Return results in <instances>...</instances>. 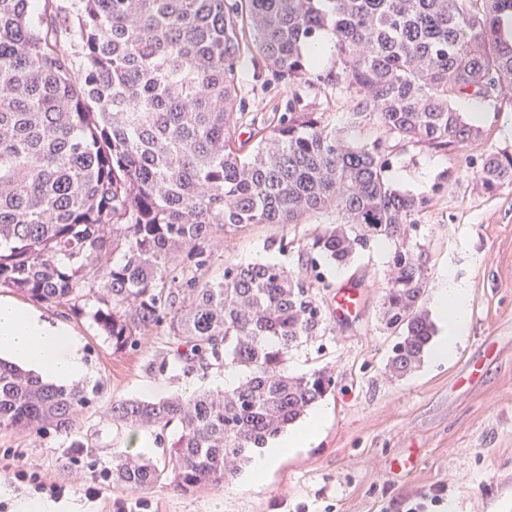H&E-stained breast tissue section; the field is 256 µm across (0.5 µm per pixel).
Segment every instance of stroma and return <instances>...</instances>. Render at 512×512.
I'll return each instance as SVG.
<instances>
[{
	"label": "stroma",
	"mask_w": 512,
	"mask_h": 512,
	"mask_svg": "<svg viewBox=\"0 0 512 512\" xmlns=\"http://www.w3.org/2000/svg\"><path fill=\"white\" fill-rule=\"evenodd\" d=\"M241 96L247 111L262 113L288 99L271 74L256 75L250 62ZM482 125L484 145L448 155L412 150L393 158L387 172L415 194L447 182L419 216L417 238L431 289L451 280L468 293L469 334L451 360L423 363L401 378L386 373L394 344L379 323L386 250L325 268L323 303L346 283L358 285L363 297L356 317H331L322 343L300 347L288 361L289 373L326 366L336 379L335 391L319 402L327 414L315 444L289 454L260 484L243 472L227 488L134 492L113 483V457L159 463L162 450L153 444L154 430L113 422L112 402L220 390L223 369L150 374L146 364L169 347L162 328L138 348L116 350L90 319L0 288V299L34 307L81 340L89 374L80 385L91 396L69 436L0 430V486L31 497L30 478L38 476L60 489L68 512H407L414 505L421 512H512V187L485 193L475 165L485 148L512 151V108L486 113ZM333 220L324 213L304 224L248 225L232 250L214 251L201 275L217 280L225 265L263 260L301 272L299 247ZM280 239L288 240V253L278 251Z\"/></svg>",
	"instance_id": "stroma-1"
}]
</instances>
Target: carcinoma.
<instances>
[{
    "label": "carcinoma",
    "mask_w": 512,
    "mask_h": 512,
    "mask_svg": "<svg viewBox=\"0 0 512 512\" xmlns=\"http://www.w3.org/2000/svg\"><path fill=\"white\" fill-rule=\"evenodd\" d=\"M0 0V288L90 316L118 350L166 324L181 366L243 373L224 392L112 403L113 421L177 437L163 465L117 456L112 480L137 492L228 484L335 391L328 368L287 371L326 336L325 264L389 244L379 320L395 336L386 367L403 377L436 332L416 217L444 188L415 195L387 177L411 148L448 154L484 140L455 102L512 103V0ZM331 67L319 69L322 37ZM288 88L286 111L247 118L244 54ZM350 99L331 126L306 102ZM249 125L255 146L242 152ZM374 128L371 141L350 130ZM477 177L512 187V152L481 155ZM331 212L301 252L307 279L281 263L195 276L218 242L249 224H303ZM91 401L0 360V429L68 436Z\"/></svg>",
    "instance_id": "1"
}]
</instances>
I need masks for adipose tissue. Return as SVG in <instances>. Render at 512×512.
Returning <instances> with one entry per match:
<instances>
[{"mask_svg": "<svg viewBox=\"0 0 512 512\" xmlns=\"http://www.w3.org/2000/svg\"><path fill=\"white\" fill-rule=\"evenodd\" d=\"M436 311L447 335L434 340L429 358L448 362L469 332L468 299L459 288L441 289ZM0 358L19 364L26 370L58 386L79 382L87 375L83 344L60 325L50 323L38 313L10 301L0 300ZM324 411L315 412L300 428L276 438L256 453L251 467L252 482L265 480L271 470L293 449L307 448L315 442L324 419Z\"/></svg>", "mask_w": 512, "mask_h": 512, "instance_id": "adipose-tissue-1", "label": "adipose tissue"}]
</instances>
